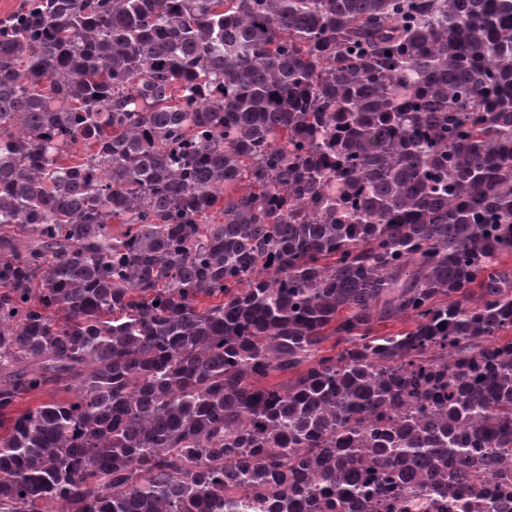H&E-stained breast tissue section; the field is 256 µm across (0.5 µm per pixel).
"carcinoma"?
<instances>
[{"label":"carcinoma","instance_id":"obj_1","mask_svg":"<svg viewBox=\"0 0 512 512\" xmlns=\"http://www.w3.org/2000/svg\"><path fill=\"white\" fill-rule=\"evenodd\" d=\"M509 255L512 0H27L0 512H501Z\"/></svg>","mask_w":512,"mask_h":512}]
</instances>
